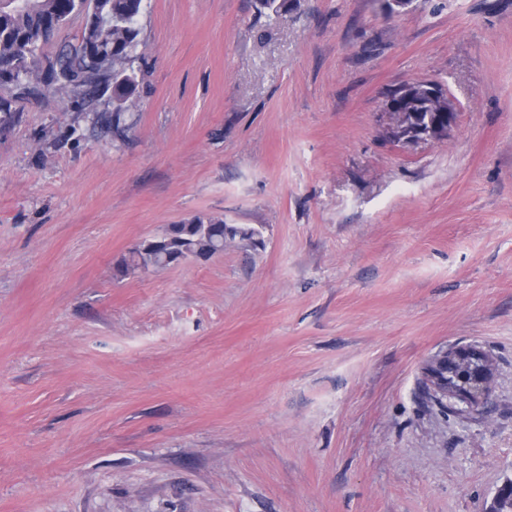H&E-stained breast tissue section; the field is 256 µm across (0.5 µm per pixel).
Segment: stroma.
<instances>
[{
	"label": "stroma",
	"mask_w": 512,
	"mask_h": 512,
	"mask_svg": "<svg viewBox=\"0 0 512 512\" xmlns=\"http://www.w3.org/2000/svg\"><path fill=\"white\" fill-rule=\"evenodd\" d=\"M112 89L0 86V512H483L512 478V0H145ZM441 83L447 139L387 141ZM197 216L254 229L124 275ZM475 344L479 409L426 368ZM401 88L403 91L401 92ZM417 90L419 94L426 97L431 101L436 99H443L446 103V108L438 112H448V124L444 127L438 125L435 127H429L419 132L406 133L403 129L406 127L402 123V117L405 112H395L398 104L393 100L398 99L401 95H406L412 90ZM386 98V111L384 112L388 117V124L386 128H392L394 130V142L402 144H413L419 141H436L444 135H449L454 129L457 122L458 109L448 94L447 89L439 82H409L400 85L397 88L391 90V92L385 96ZM449 354V351H448ZM448 354L441 357L437 360L436 364L429 369L430 378L428 379L429 383H425L426 386V394L430 397V399L434 400L442 409L446 411H452V406L448 403L450 399H448V387L451 385L456 386H468L470 387L474 394L477 397H482L484 400L487 395H483V392L479 390L477 387L471 385L469 382H462L459 378L456 377L457 371L459 367L454 368V373H450L448 376ZM432 391V393H429ZM441 391V392H440ZM446 392V393H445Z\"/></svg>",
	"instance_id": "obj_1"
}]
</instances>
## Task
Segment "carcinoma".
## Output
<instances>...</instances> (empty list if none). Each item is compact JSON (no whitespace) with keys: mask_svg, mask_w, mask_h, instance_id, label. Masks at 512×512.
<instances>
[{"mask_svg":"<svg viewBox=\"0 0 512 512\" xmlns=\"http://www.w3.org/2000/svg\"><path fill=\"white\" fill-rule=\"evenodd\" d=\"M143 0H0V82L19 85L38 80L58 92L76 91L99 84H112L115 107L107 120L112 136L126 130V103L136 91L127 73L139 44L138 18ZM86 13L88 20L81 41L59 50L53 59L43 56V47L72 15ZM253 230L226 224L222 219L197 217L187 224H174L157 237L160 244L136 245L121 264V272L146 273L179 264V256L209 258L224 251V240L249 239ZM426 391L442 409L449 405L448 387L467 386L448 373V356L429 369ZM490 512H512V479L498 490Z\"/></svg>","mask_w":512,"mask_h":512,"instance_id":"1","label":"carcinoma"}]
</instances>
